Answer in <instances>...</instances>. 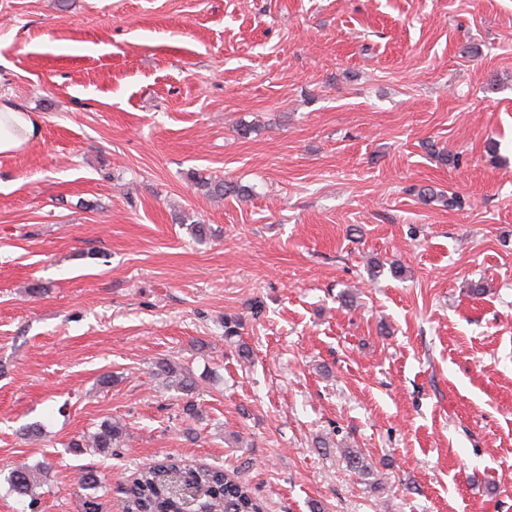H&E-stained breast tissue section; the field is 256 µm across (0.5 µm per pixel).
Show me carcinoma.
<instances>
[{
    "instance_id": "obj_1",
    "label": "carcinoma",
    "mask_w": 512,
    "mask_h": 512,
    "mask_svg": "<svg viewBox=\"0 0 512 512\" xmlns=\"http://www.w3.org/2000/svg\"><path fill=\"white\" fill-rule=\"evenodd\" d=\"M195 185L207 189L216 197L236 195L239 189L222 181H210L196 172L187 174ZM126 434L118 421H104L87 442L76 441L72 447L82 452L110 456ZM344 458L351 470L359 475L371 471L372 464L364 454L353 448L344 449ZM45 467L21 462L7 477L11 490L20 497L36 502L34 489ZM135 512H264L262 502L240 475L222 468L184 464L167 457L138 472L126 490Z\"/></svg>"
}]
</instances>
